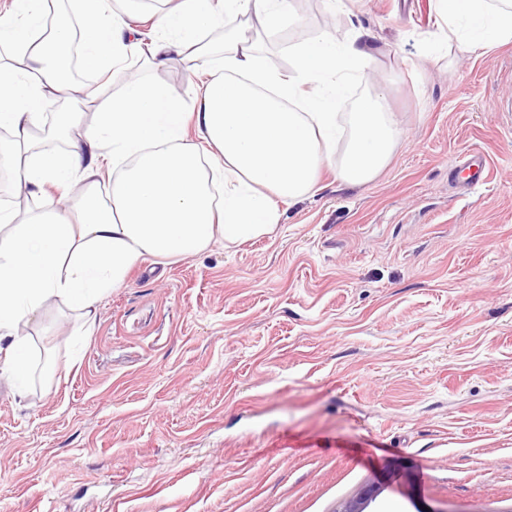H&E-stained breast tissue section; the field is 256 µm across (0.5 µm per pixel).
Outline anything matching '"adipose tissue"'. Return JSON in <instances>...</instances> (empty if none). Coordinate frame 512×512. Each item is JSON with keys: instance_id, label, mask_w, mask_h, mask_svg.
<instances>
[{"instance_id": "1", "label": "adipose tissue", "mask_w": 512, "mask_h": 512, "mask_svg": "<svg viewBox=\"0 0 512 512\" xmlns=\"http://www.w3.org/2000/svg\"><path fill=\"white\" fill-rule=\"evenodd\" d=\"M439 3L443 24L427 38L429 52L451 39L484 54L512 42V0ZM45 4L12 0L22 24L0 23V46L10 49L0 56V128L8 133L0 156L24 200L23 207L0 209V380L21 398L30 391L25 328L48 303H63L92 323L102 298L139 262L193 257L219 240L268 235L280 205L311 193L324 163L338 160V180L363 185L386 164L398 135L384 95L365 97L349 114L336 110L351 80L365 78L374 61L362 32L298 39L287 72L269 70L259 43L240 31L222 44L201 45V34L227 15L250 13L265 31L280 29L288 0H178L165 10L150 0H73L87 70L118 74L131 56L157 66L190 50L198 104L186 109L167 88L131 75L78 136L69 131L79 113H62L66 150H40L44 104L62 93H99L66 83L51 65L52 47L68 45L69 30L50 26ZM133 11L150 13L155 38H136L126 20ZM51 186L70 194L52 204Z\"/></svg>"}]
</instances>
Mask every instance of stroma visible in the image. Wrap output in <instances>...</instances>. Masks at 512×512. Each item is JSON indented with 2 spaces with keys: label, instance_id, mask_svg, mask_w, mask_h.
<instances>
[{
  "label": "stroma",
  "instance_id": "1",
  "mask_svg": "<svg viewBox=\"0 0 512 512\" xmlns=\"http://www.w3.org/2000/svg\"><path fill=\"white\" fill-rule=\"evenodd\" d=\"M287 47L359 27L399 128L349 188L322 167L267 236L133 267L92 328L31 329L50 364L0 381V512H512V44L433 59L436 0H294ZM187 107L182 58L140 69ZM473 150L490 182L450 168Z\"/></svg>",
  "mask_w": 512,
  "mask_h": 512
}]
</instances>
